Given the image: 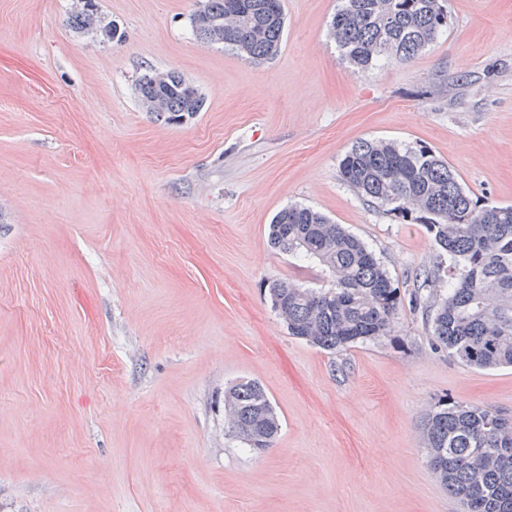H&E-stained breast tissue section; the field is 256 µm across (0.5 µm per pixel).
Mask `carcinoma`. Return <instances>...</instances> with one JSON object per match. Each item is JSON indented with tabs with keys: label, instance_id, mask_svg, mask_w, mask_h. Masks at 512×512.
<instances>
[{
	"label": "carcinoma",
	"instance_id": "obj_1",
	"mask_svg": "<svg viewBox=\"0 0 512 512\" xmlns=\"http://www.w3.org/2000/svg\"><path fill=\"white\" fill-rule=\"evenodd\" d=\"M330 22L336 46L368 69L383 58H414L447 28L443 0H340ZM67 19L78 34L115 39L95 0ZM195 35L261 63L279 50L283 0H199ZM142 106L168 122L201 111L204 98L176 71L151 72L136 84ZM344 182L377 206L426 226L437 260L411 293L436 346L465 365L512 367V205L480 206L448 163L427 149L361 141L340 162ZM271 246L300 254L330 277L327 288L273 281L272 308L289 335L334 353L393 335L402 306L399 288L376 254L341 224L303 206L280 210L269 224ZM229 432L249 448H271L280 420L260 383L224 389ZM500 412L442 399L427 413L421 435L428 463L468 512H512V425Z\"/></svg>",
	"mask_w": 512,
	"mask_h": 512
}]
</instances>
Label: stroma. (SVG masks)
Here are the masks:
<instances>
[{
    "label": "stroma",
    "mask_w": 512,
    "mask_h": 512,
    "mask_svg": "<svg viewBox=\"0 0 512 512\" xmlns=\"http://www.w3.org/2000/svg\"><path fill=\"white\" fill-rule=\"evenodd\" d=\"M76 3L0 0V512H464L420 428L441 399L512 416V367L435 351L406 304L393 336L333 354L289 335L269 282L328 281L267 227L324 213L405 298L431 236L342 180L354 143L427 148L512 205V0H447L425 50L365 70L329 35L340 0H284L259 64L195 36L197 0H96L109 41L69 29ZM152 70L202 110L156 120ZM241 378L281 420L262 453L224 422ZM136 92L146 112L165 121H183L200 112L204 98L176 71L145 73Z\"/></svg>",
    "instance_id": "1"
}]
</instances>
